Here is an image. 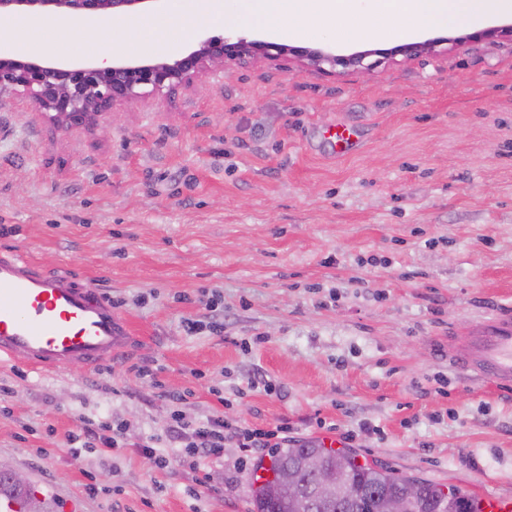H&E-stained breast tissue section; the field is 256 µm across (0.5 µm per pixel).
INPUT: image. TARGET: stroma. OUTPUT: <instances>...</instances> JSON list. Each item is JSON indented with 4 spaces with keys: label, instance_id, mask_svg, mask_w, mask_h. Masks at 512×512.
Returning a JSON list of instances; mask_svg holds the SVG:
<instances>
[{
    "label": "stroma",
    "instance_id": "stroma-1",
    "mask_svg": "<svg viewBox=\"0 0 512 512\" xmlns=\"http://www.w3.org/2000/svg\"><path fill=\"white\" fill-rule=\"evenodd\" d=\"M511 23L420 26L433 50L369 71L231 65L114 107L98 132L1 98L0 251L103 288L132 336L92 370L0 360V464L51 512H250L267 449L229 442L163 471L137 449L168 448L172 412L220 413L287 426L292 448L332 437L397 475L512 497V395L448 363L449 330L512 307V38H469ZM121 41L64 33L52 59L121 56ZM290 42L395 45L325 28ZM339 126L360 136L343 157ZM88 421L121 425L124 448L73 449Z\"/></svg>",
    "mask_w": 512,
    "mask_h": 512
}]
</instances>
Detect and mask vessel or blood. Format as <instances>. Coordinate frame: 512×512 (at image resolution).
I'll list each match as a JSON object with an SVG mask.
<instances>
[{
	"mask_svg": "<svg viewBox=\"0 0 512 512\" xmlns=\"http://www.w3.org/2000/svg\"><path fill=\"white\" fill-rule=\"evenodd\" d=\"M129 335L126 319L94 284L51 273L22 254H0V358L40 370L93 369L111 361ZM448 361L512 391V308L499 309L467 335L448 337Z\"/></svg>",
	"mask_w": 512,
	"mask_h": 512,
	"instance_id": "b4317fda",
	"label": "vessel or blood"
}]
</instances>
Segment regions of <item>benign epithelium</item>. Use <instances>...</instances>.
Returning a JSON list of instances; mask_svg holds the SVG:
<instances>
[{
  "mask_svg": "<svg viewBox=\"0 0 512 512\" xmlns=\"http://www.w3.org/2000/svg\"><path fill=\"white\" fill-rule=\"evenodd\" d=\"M161 0H0V16L18 12L58 14L68 17L99 16L120 18L143 3ZM437 45L436 41L407 43L392 55L411 58ZM373 50L342 56L328 48L296 47L244 37L213 36L175 58H115L110 65L94 61L59 64L23 59L0 52V99L23 93L36 111L47 116L58 129H97L100 117L124 103L151 97H171L192 86L204 74L222 70L231 63L245 64L255 59L278 60L292 56L310 68L331 72L336 67L370 70L375 63L364 60ZM319 488L338 484L336 473L311 463Z\"/></svg>",
  "mask_w": 512,
  "mask_h": 512,
  "instance_id": "obj_1",
  "label": "benign epithelium"
}]
</instances>
